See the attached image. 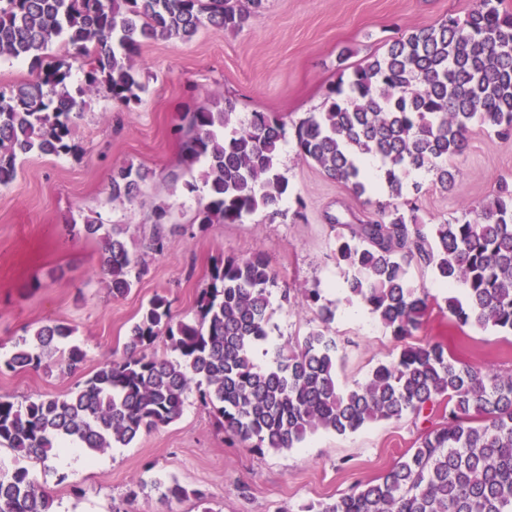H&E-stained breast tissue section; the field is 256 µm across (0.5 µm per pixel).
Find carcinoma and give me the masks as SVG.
I'll return each mask as SVG.
<instances>
[{
  "label": "carcinoma",
  "instance_id": "cac0c4a2",
  "mask_svg": "<svg viewBox=\"0 0 512 512\" xmlns=\"http://www.w3.org/2000/svg\"><path fill=\"white\" fill-rule=\"evenodd\" d=\"M0 0V57L30 61L33 81L0 92V187L13 182L18 161L33 152L66 155L76 150L72 127L81 117V95L105 92L129 111L145 91L134 57L141 44L191 40L202 27L241 29L265 0ZM501 0H475L464 20L448 17L393 40L387 50L339 78L325 108L294 126L297 155L316 164L357 197L372 191L363 160L380 162L391 201L378 217L331 225L336 262L348 267L345 292L364 304L394 338L404 340L427 321L428 297L412 287L409 269L430 267L462 297L446 300L448 319L459 327H491L512 333V181H500L487 202L467 208L454 223L422 224L393 200L423 185L414 171L433 172L443 190L457 173L448 161L463 153L474 124L512 139V13ZM89 66L84 85L72 90L66 60L44 63L55 41ZM181 166L205 165L206 202L201 225L241 224L259 209L272 219L286 215L288 179L277 169L286 124L255 112L232 125V112L201 103L183 115ZM153 178L144 167L112 171L114 201L138 199ZM167 205L153 210L150 247L164 248ZM81 232L101 242L99 266L112 295L123 296L145 272L121 224L87 217ZM278 273L261 255L226 257L211 271L192 315L176 318L171 302L153 296L131 326L123 353L114 354L74 390L24 404L0 397V446L18 457L46 460L65 444L90 453L129 446L178 420L188 393L197 388L232 442L247 448H296L320 430L339 435L379 420L407 416L433 425L376 480L351 487L305 512H512V375L475 368L441 342L404 347L378 364L365 382L336 383L341 345L328 328H313L295 344L274 350L259 366L276 308ZM292 306L315 307L322 323L333 312L317 289L293 297ZM73 329L45 325L21 338L4 361L11 370L38 369L52 350L74 372L85 354L68 345ZM169 341L171 354L154 344ZM206 495L169 485L167 505ZM52 503L23 466L0 473V512H51Z\"/></svg>",
  "mask_w": 512,
  "mask_h": 512
}]
</instances>
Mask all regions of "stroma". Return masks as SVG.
Masks as SVG:
<instances>
[{"label": "stroma", "instance_id": "stroma-1", "mask_svg": "<svg viewBox=\"0 0 512 512\" xmlns=\"http://www.w3.org/2000/svg\"><path fill=\"white\" fill-rule=\"evenodd\" d=\"M474 0H268L240 30L201 29L192 40L143 44L134 58L147 86L133 111L116 109L106 93L87 94L72 137L74 155L30 154L14 181L0 188V396L23 403L60 395L92 375L113 352L122 351L130 327L154 295L165 296L176 314L193 309L210 282L217 260L259 254L279 273L292 294L316 288L335 312L328 326L343 350L336 380L346 389L365 381L372 369L394 360L404 346L367 308L348 301L345 269L333 256L332 220L374 215L387 195L377 191L363 203L344 184L328 178L296 154L293 136L280 145L278 168L289 182L283 207L287 219L259 210L241 224L199 228L195 214L206 196L202 166L168 181L181 160L184 112L204 99L232 106L235 121L267 112L295 125L322 111L330 85L387 42L447 17L464 18ZM143 166L153 182L137 203L112 202L108 184L114 167ZM454 192L433 175L413 172L424 183L418 200L400 198L427 224L454 222L465 206L487 201L501 178L512 179V140L475 126L463 155ZM170 207L163 252L147 249L144 233L155 205ZM125 224L128 244L148 273L122 297H113L98 272L100 244L76 231L85 217ZM410 280L428 293L433 307L412 343L440 341L475 367L512 373V335L459 329L442 306L448 291L433 272L410 268ZM64 323L85 358L80 370H62L56 358L39 369L2 368L20 338L40 326ZM317 309L277 310L269 325L271 344L285 346L320 326ZM431 418L408 416L376 421L339 435L315 434L302 447L272 451L229 444L199 399L190 393L181 418L142 434L131 445L93 454L83 468L66 457L25 462L57 512H201L194 498L163 505L160 494L177 483L204 491L212 512H293L311 502L332 501L353 485L375 480L413 447ZM138 486L134 501L126 492Z\"/></svg>", "mask_w": 512, "mask_h": 512}]
</instances>
